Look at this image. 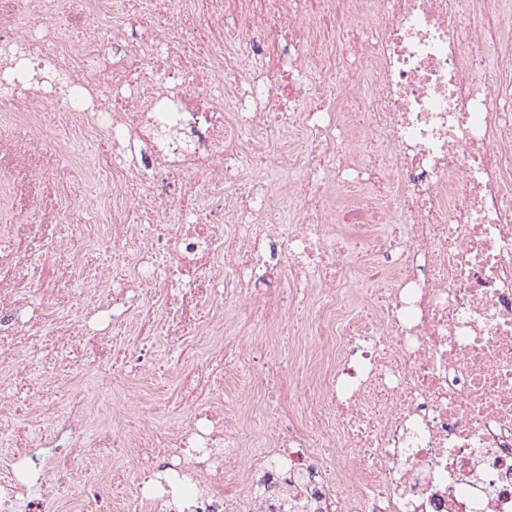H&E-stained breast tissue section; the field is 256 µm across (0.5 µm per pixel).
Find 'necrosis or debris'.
I'll return each instance as SVG.
<instances>
[{"label": "necrosis or debris", "instance_id": "necrosis-or-debris-1", "mask_svg": "<svg viewBox=\"0 0 512 512\" xmlns=\"http://www.w3.org/2000/svg\"><path fill=\"white\" fill-rule=\"evenodd\" d=\"M150 3L0 0L16 154L60 112L109 147L73 158L112 196L89 316L56 320L51 280L28 311L0 276V340L51 327L57 392L112 372L109 412L71 400L0 456V512H68L75 463L73 507L104 512L107 444L135 512H512V0H193L201 24ZM157 336L199 404L171 431L127 379Z\"/></svg>", "mask_w": 512, "mask_h": 512}]
</instances>
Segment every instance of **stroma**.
<instances>
[{
    "label": "stroma",
    "mask_w": 512,
    "mask_h": 512,
    "mask_svg": "<svg viewBox=\"0 0 512 512\" xmlns=\"http://www.w3.org/2000/svg\"><path fill=\"white\" fill-rule=\"evenodd\" d=\"M44 125L52 145L41 152L38 164L43 173L39 185H29L23 167H13L0 195L5 204L0 207V226L33 225V233L23 235L20 241L22 254L29 261L21 268H9V277L15 278L31 307H39L43 296L35 284L43 274H54L65 280L67 291L55 300L56 314L63 320H72L90 307L92 300L85 294V277L97 262L106 256L102 243L88 245L82 252L64 247V240L76 237L74 224L67 221L64 210L79 208L88 200H95L96 206L90 217L98 224H105L109 217L110 196L105 186L95 184L78 173L70 159L62 154L64 146L80 142L87 157L99 153L96 142L80 138L69 127L61 125L56 112L44 115ZM18 357L37 386L52 390L54 376L45 364L48 343L45 336L15 338L11 343Z\"/></svg>",
    "instance_id": "1"
}]
</instances>
